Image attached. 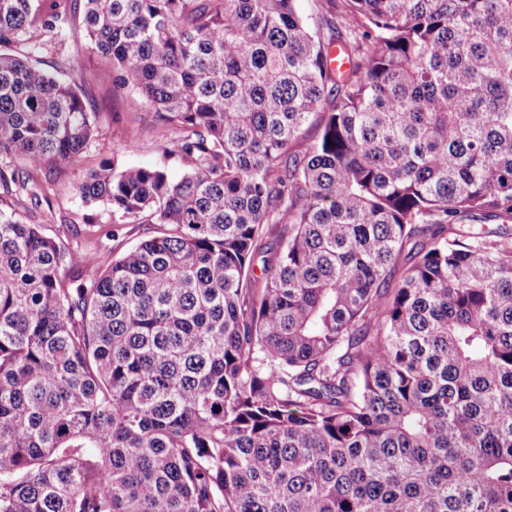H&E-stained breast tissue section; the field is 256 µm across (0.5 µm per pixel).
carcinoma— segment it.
Returning a JSON list of instances; mask_svg holds the SVG:
<instances>
[{"instance_id": "obj_1", "label": "carcinoma", "mask_w": 512, "mask_h": 512, "mask_svg": "<svg viewBox=\"0 0 512 512\" xmlns=\"http://www.w3.org/2000/svg\"><path fill=\"white\" fill-rule=\"evenodd\" d=\"M80 9L186 166L79 184L106 266L14 210ZM0 155V512H512V0H0Z\"/></svg>"}]
</instances>
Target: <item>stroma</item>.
Returning a JSON list of instances; mask_svg holds the SVG:
<instances>
[{"label": "stroma", "instance_id": "1", "mask_svg": "<svg viewBox=\"0 0 512 512\" xmlns=\"http://www.w3.org/2000/svg\"><path fill=\"white\" fill-rule=\"evenodd\" d=\"M66 52L70 63L57 75L76 83L84 92L89 112L96 115L94 134L77 163L49 164L42 169L37 181L28 186L39 202L28 205L22 216L26 223L41 225L44 233L52 237L65 231L67 224H75L79 242L96 248L103 259L109 260L150 234L152 227L128 224L117 238L105 236L103 228L112 222L110 212L103 206L83 202L77 192L87 173L100 162L114 159L124 167L162 166L178 178L185 165L178 157L164 154L168 128L156 121L151 108L131 109L129 89L115 87L108 63L92 53L83 39H71ZM133 126L139 130L134 139L128 135ZM86 214L91 215V223L83 222Z\"/></svg>", "mask_w": 512, "mask_h": 512}]
</instances>
